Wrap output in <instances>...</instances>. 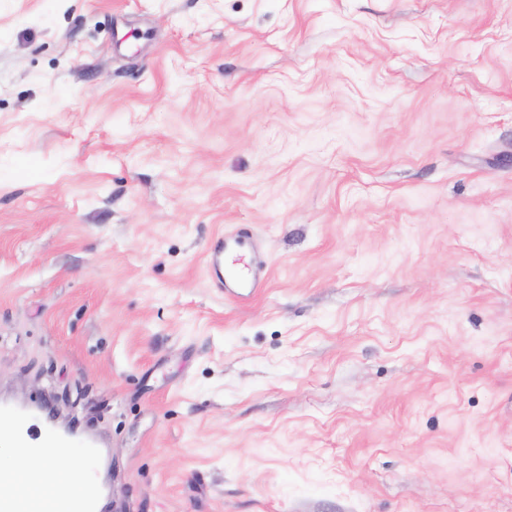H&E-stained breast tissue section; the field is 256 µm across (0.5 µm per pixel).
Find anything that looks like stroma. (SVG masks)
<instances>
[{
  "instance_id": "35a3bbf8",
  "label": "stroma",
  "mask_w": 512,
  "mask_h": 512,
  "mask_svg": "<svg viewBox=\"0 0 512 512\" xmlns=\"http://www.w3.org/2000/svg\"><path fill=\"white\" fill-rule=\"evenodd\" d=\"M38 404L105 512H512V0H0ZM250 242L241 237H221L208 250L207 268L217 288L240 303H247L255 296L263 273L248 257Z\"/></svg>"
}]
</instances>
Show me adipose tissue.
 <instances>
[{
	"mask_svg": "<svg viewBox=\"0 0 512 512\" xmlns=\"http://www.w3.org/2000/svg\"><path fill=\"white\" fill-rule=\"evenodd\" d=\"M14 456L22 457V466H9L11 481L4 490L19 498L39 497L56 500L76 493L84 480L85 465L67 448H46L35 457H23L21 449ZM64 463L66 474L58 476L56 463Z\"/></svg>",
	"mask_w": 512,
	"mask_h": 512,
	"instance_id": "obj_1",
	"label": "adipose tissue"
}]
</instances>
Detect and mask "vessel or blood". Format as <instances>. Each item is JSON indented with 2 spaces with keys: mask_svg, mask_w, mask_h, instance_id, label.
<instances>
[{
  "mask_svg": "<svg viewBox=\"0 0 512 512\" xmlns=\"http://www.w3.org/2000/svg\"><path fill=\"white\" fill-rule=\"evenodd\" d=\"M251 244L241 237L219 238L208 251L207 268L212 282L236 301L246 303L255 296L260 270L249 258ZM0 443L35 454L52 446H67V439L51 434L36 435L31 418L12 410H0ZM97 487L85 482L82 492L64 502L50 504L32 501L26 504L0 496V512H94Z\"/></svg>",
  "mask_w": 512,
  "mask_h": 512,
  "instance_id": "obj_1",
  "label": "vessel or blood"
}]
</instances>
